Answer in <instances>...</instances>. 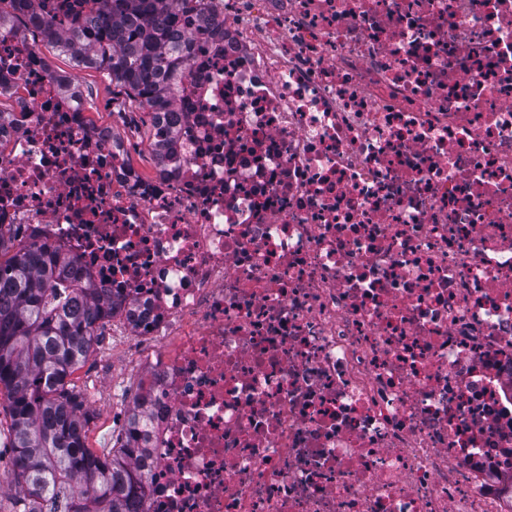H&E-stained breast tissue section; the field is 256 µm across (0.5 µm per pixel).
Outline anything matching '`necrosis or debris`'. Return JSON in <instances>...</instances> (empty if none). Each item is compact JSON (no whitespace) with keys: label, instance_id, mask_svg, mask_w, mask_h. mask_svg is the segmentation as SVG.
<instances>
[{"label":"necrosis or debris","instance_id":"necrosis-or-debris-1","mask_svg":"<svg viewBox=\"0 0 512 512\" xmlns=\"http://www.w3.org/2000/svg\"><path fill=\"white\" fill-rule=\"evenodd\" d=\"M171 177L0 33V224L121 303L140 512H512V0H206Z\"/></svg>","mask_w":512,"mask_h":512}]
</instances>
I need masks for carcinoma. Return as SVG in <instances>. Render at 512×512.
<instances>
[{"label": "carcinoma", "mask_w": 512, "mask_h": 512, "mask_svg": "<svg viewBox=\"0 0 512 512\" xmlns=\"http://www.w3.org/2000/svg\"><path fill=\"white\" fill-rule=\"evenodd\" d=\"M18 0L0 10L13 29ZM204 0H92L70 29L34 25L44 39L84 68L104 71L144 108L171 100L174 75L187 62V27L220 34ZM174 132L154 129L156 166L170 158ZM0 224V388L9 398L14 470L4 482L17 512H138L147 484L136 449L86 448L89 417L70 377L93 351L112 315L101 289L83 283L66 258L17 241Z\"/></svg>", "instance_id": "cac0c4a2"}]
</instances>
